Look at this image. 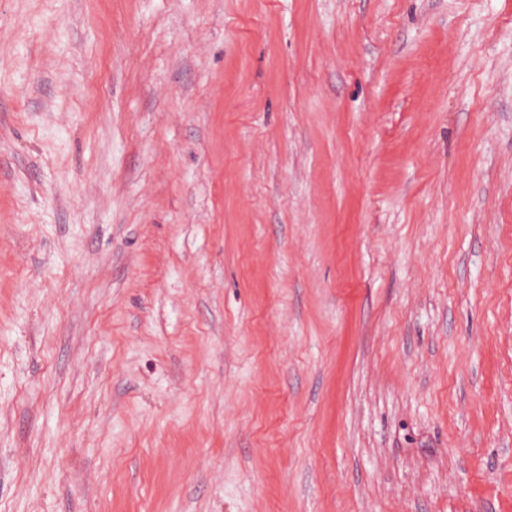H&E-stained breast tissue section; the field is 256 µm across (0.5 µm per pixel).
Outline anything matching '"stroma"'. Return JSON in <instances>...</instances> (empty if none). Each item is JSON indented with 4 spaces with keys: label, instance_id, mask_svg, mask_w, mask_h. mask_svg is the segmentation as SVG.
<instances>
[{
    "label": "stroma",
    "instance_id": "1",
    "mask_svg": "<svg viewBox=\"0 0 512 512\" xmlns=\"http://www.w3.org/2000/svg\"><path fill=\"white\" fill-rule=\"evenodd\" d=\"M0 512H512V0H0Z\"/></svg>",
    "mask_w": 512,
    "mask_h": 512
}]
</instances>
